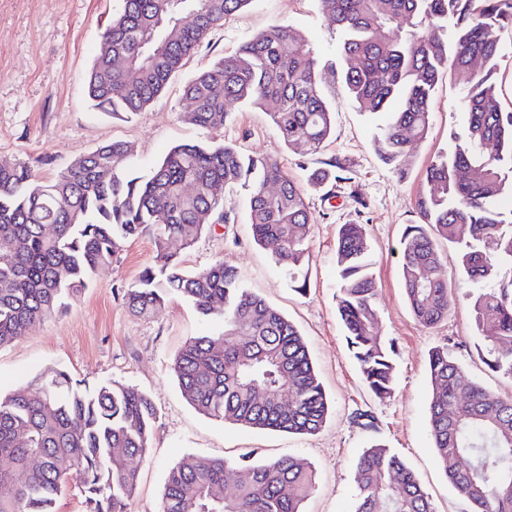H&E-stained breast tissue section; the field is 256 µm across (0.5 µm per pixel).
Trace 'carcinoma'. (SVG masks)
<instances>
[{
  "mask_svg": "<svg viewBox=\"0 0 512 512\" xmlns=\"http://www.w3.org/2000/svg\"><path fill=\"white\" fill-rule=\"evenodd\" d=\"M250 2L123 0L85 77L87 97L102 112L144 110L206 36ZM318 7L342 33L340 53L354 61L342 74L352 101L361 112L388 114L374 145L398 176L426 138L436 83L461 81L465 128L453 154L426 170L423 223L406 225L401 237V284L415 319L433 328L448 318L452 284L462 278L478 355L512 377V208H496L512 198V112L502 109L493 79L500 47L489 37L494 26L512 27V0H318ZM327 71L294 27L276 24L185 84L186 120L219 132L231 107L271 102L283 143L318 154L332 129ZM342 170L329 162L309 182L346 181ZM35 180L34 169L0 161V347L61 311L127 241L149 232L154 254L125 294L131 311L150 316L179 296L220 326L189 338L174 359L186 402L250 429L322 428L329 402L298 328L246 288L235 267L182 266L205 228L233 220L212 189L239 186L253 241L278 242L275 262L297 291L307 290L311 216L303 187L278 157L212 140L179 144L143 172L131 147L112 141L49 182L35 187ZM443 242L458 252L454 273ZM370 266L364 225H340L336 310L366 386L383 399L393 391L396 351L377 330ZM428 367L430 434L449 481L470 512H512V399L468 377L446 347L430 351ZM156 420L149 394L112 382L83 388L61 368L0 395V512H54L71 483L85 512H128L138 477L130 461L148 454ZM355 483L353 512H434L416 476L382 444L364 450ZM314 489V470L292 457H198L168 470L157 512H305Z\"/></svg>",
  "mask_w": 512,
  "mask_h": 512,
  "instance_id": "obj_1",
  "label": "carcinoma"
}]
</instances>
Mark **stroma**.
<instances>
[{"mask_svg":"<svg viewBox=\"0 0 512 512\" xmlns=\"http://www.w3.org/2000/svg\"><path fill=\"white\" fill-rule=\"evenodd\" d=\"M122 8V0H0V160L31 167L44 183L114 140L130 144L144 170L175 145L208 142L210 132L184 118L185 83L278 23L297 28L334 71L344 72L350 65L338 50L339 32L321 16L317 0H252L206 37L148 108L116 118L93 109L84 79L101 32ZM460 91L453 79L436 85L428 135L411 151L403 179L375 151L377 118L360 112L340 85L329 90L333 127L319 154L302 157L284 146L270 121L269 103L233 112L224 126V141L247 154L277 156L297 180L332 159L351 176L329 193L305 189L313 216L306 293L295 292L275 265L272 246L254 243L240 189L224 193L236 213L234 223L212 225L183 255L192 271L218 261L236 267L248 288L297 326L330 402L327 421L317 433L244 428L207 418L188 405L172 363L188 337L206 333L210 326L178 297L146 318L129 310L124 294L153 256L147 233L128 241L65 309L0 348V393L25 386L52 367L90 386L112 381L148 392L158 419L150 450L136 463L140 479L131 512H156L165 476L178 462L195 457L237 461L251 453L264 459L291 456L313 467L316 487L304 504L306 512H352L356 463L374 441L413 471L434 512H468L432 448L428 352L447 346L469 377L504 398L512 399V378L491 371L479 358L466 288H453L447 320L428 329L410 310L400 272V238L406 225L421 221L418 199L426 189L425 171L453 151L465 125ZM350 222L366 227L378 290L377 327L396 345L394 390L384 399L365 386L336 313V235L339 225ZM360 412L372 416V427L358 423Z\"/></svg>","mask_w":512,"mask_h":512,"instance_id":"obj_1","label":"stroma"}]
</instances>
